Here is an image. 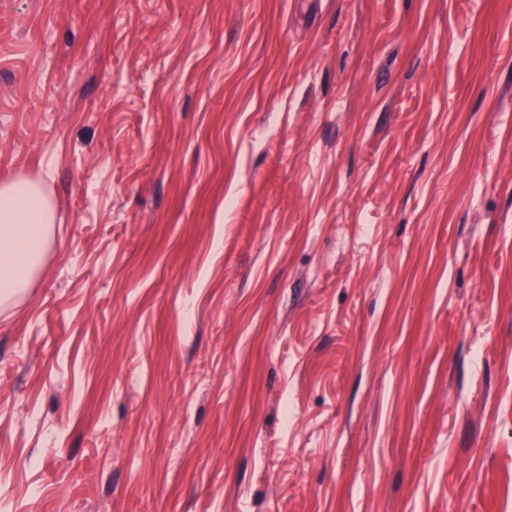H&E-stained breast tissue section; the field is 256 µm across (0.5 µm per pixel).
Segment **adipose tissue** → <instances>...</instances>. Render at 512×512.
<instances>
[{"instance_id": "adipose-tissue-1", "label": "adipose tissue", "mask_w": 512, "mask_h": 512, "mask_svg": "<svg viewBox=\"0 0 512 512\" xmlns=\"http://www.w3.org/2000/svg\"><path fill=\"white\" fill-rule=\"evenodd\" d=\"M54 206L39 179L0 182V303L28 288L53 246Z\"/></svg>"}]
</instances>
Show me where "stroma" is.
<instances>
[{
    "mask_svg": "<svg viewBox=\"0 0 512 512\" xmlns=\"http://www.w3.org/2000/svg\"><path fill=\"white\" fill-rule=\"evenodd\" d=\"M0 512H512V0H0ZM54 206L43 178L0 182V303L28 288L53 246Z\"/></svg>",
    "mask_w": 512,
    "mask_h": 512,
    "instance_id": "1",
    "label": "stroma"
}]
</instances>
